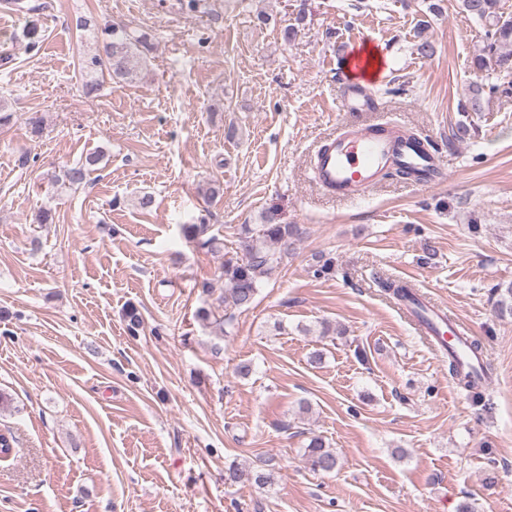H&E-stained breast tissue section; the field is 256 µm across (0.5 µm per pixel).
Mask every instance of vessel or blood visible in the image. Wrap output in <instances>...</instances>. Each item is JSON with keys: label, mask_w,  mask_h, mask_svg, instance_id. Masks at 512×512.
Returning a JSON list of instances; mask_svg holds the SVG:
<instances>
[{"label": "vessel or blood", "mask_w": 512, "mask_h": 512, "mask_svg": "<svg viewBox=\"0 0 512 512\" xmlns=\"http://www.w3.org/2000/svg\"><path fill=\"white\" fill-rule=\"evenodd\" d=\"M354 82L345 89L348 109L368 112L374 107L364 80L371 69L368 56L357 54L349 61ZM392 168H402L416 183L434 184L440 173L438 156L417 140L398 136L378 127L341 128L330 134L314 151L310 170L316 185L328 196L351 199L375 187ZM402 307L420 333L437 351L453 357L459 371L478 393L494 382L496 375L482 352L471 346L469 330L448 308L415 292Z\"/></svg>", "instance_id": "b4317fda"}]
</instances>
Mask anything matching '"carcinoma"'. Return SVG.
Masks as SVG:
<instances>
[{
	"label": "carcinoma",
	"instance_id": "cac0c4a2",
	"mask_svg": "<svg viewBox=\"0 0 512 512\" xmlns=\"http://www.w3.org/2000/svg\"><path fill=\"white\" fill-rule=\"evenodd\" d=\"M463 12L485 23V44L475 56V65L482 67L489 60L506 62L512 57V18L499 12L498 0H461ZM109 42L104 46V54H96L83 66L84 87L92 94L99 90L100 84L95 74L107 73L116 84H131L136 81L142 68L140 47L146 45L144 37L125 28L106 30ZM103 157L102 151H94L73 166L66 167L51 175L56 187H66L83 183ZM250 234L247 245V259L241 263L227 260L224 262V300L236 309H247L259 292L262 278L271 275L283 264L282 253L272 248V243L285 237L299 234L294 225L275 224L273 217H266V223L256 228L245 226ZM380 288L397 301L412 298L410 289L390 279L379 282ZM496 300L494 311L500 318H512V283L494 289ZM304 455L315 471L331 472L338 465L336 451L320 436H313L305 447ZM273 475L232 465L226 472V481L231 483H255L264 486L272 482Z\"/></svg>",
	"mask_w": 512,
	"mask_h": 512
}]
</instances>
